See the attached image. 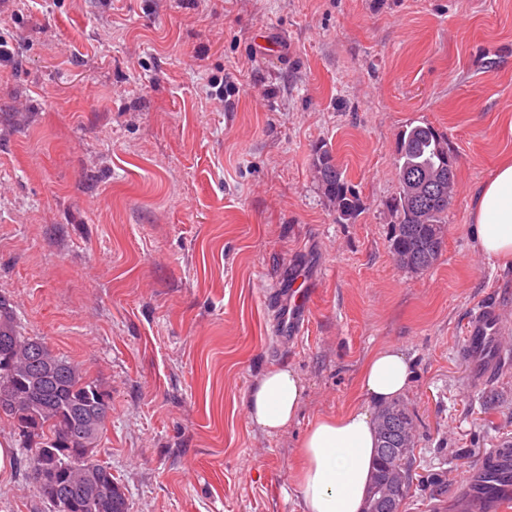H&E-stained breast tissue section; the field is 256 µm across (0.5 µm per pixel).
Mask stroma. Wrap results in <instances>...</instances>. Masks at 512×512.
Listing matches in <instances>:
<instances>
[{
	"label": "stroma",
	"instance_id": "35a3bbf8",
	"mask_svg": "<svg viewBox=\"0 0 512 512\" xmlns=\"http://www.w3.org/2000/svg\"><path fill=\"white\" fill-rule=\"evenodd\" d=\"M0 36V294L110 393L96 457L129 512H299L310 421L359 404L387 345L417 370L403 512H438L512 444V372L474 392L460 355L488 298L512 336V265L475 250L470 208L512 160V0H7ZM426 124L456 187L416 271L389 249V205L399 135ZM322 150L355 219L321 191ZM298 271L314 294L288 342L268 299ZM272 366L305 393L269 435L243 400ZM0 444V512H52L4 419ZM314 167L318 181L325 197L336 208V214L341 220L357 217L361 209L360 198L355 190L342 178L331 154L324 150L314 159Z\"/></svg>",
	"mask_w": 512,
	"mask_h": 512
}]
</instances>
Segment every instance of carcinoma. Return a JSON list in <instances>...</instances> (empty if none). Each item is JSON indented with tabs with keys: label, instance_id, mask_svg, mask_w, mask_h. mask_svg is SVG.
<instances>
[{
	"label": "carcinoma",
	"instance_id": "carcinoma-1",
	"mask_svg": "<svg viewBox=\"0 0 512 512\" xmlns=\"http://www.w3.org/2000/svg\"><path fill=\"white\" fill-rule=\"evenodd\" d=\"M397 164L401 175L415 174L439 165L454 167L445 137L428 124L414 126L400 134ZM314 167L323 194L336 208L338 218L350 220L357 217L361 209L360 198L342 178L331 154L326 150L320 152L314 159ZM390 208L394 214L389 240L392 254L405 255L416 270L430 268L438 260L443 248L448 203L435 202L425 196L410 200L400 193L393 199ZM59 361L68 365L67 374L61 379L51 378L39 387L42 392V400L38 402L40 419L34 424L39 442L29 447L27 460L32 468L51 458L63 478L66 470L70 469L71 453L61 452L59 441L70 425L72 407L94 398L100 383L84 375L67 358L62 356ZM32 371L33 368L24 367L17 369L10 377L0 374V385L11 381L16 387L23 385L29 388L33 382L30 377ZM388 411L394 415L395 432L378 441L377 465L385 460V449L398 445L397 431L411 425L408 420L410 413L405 406L393 403ZM68 512H128V503L125 495L117 492L112 493L110 503L87 495L78 500V504Z\"/></svg>",
	"mask_w": 512,
	"mask_h": 512
}]
</instances>
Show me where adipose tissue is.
Listing matches in <instances>:
<instances>
[{"instance_id": "ef3b65f1", "label": "adipose tissue", "mask_w": 512, "mask_h": 512, "mask_svg": "<svg viewBox=\"0 0 512 512\" xmlns=\"http://www.w3.org/2000/svg\"><path fill=\"white\" fill-rule=\"evenodd\" d=\"M471 216L476 249L511 265L512 163L501 164L476 188ZM414 374L412 359L399 348L377 349L360 372L364 405L310 421L293 475L301 512H363L377 447L373 413L405 395ZM304 391L293 370L270 367L245 399L251 423L268 433L285 429L295 420Z\"/></svg>"}]
</instances>
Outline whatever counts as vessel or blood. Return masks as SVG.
Masks as SVG:
<instances>
[{
	"instance_id": "vessel-or-blood-1",
	"label": "vessel or blood",
	"mask_w": 512,
	"mask_h": 512,
	"mask_svg": "<svg viewBox=\"0 0 512 512\" xmlns=\"http://www.w3.org/2000/svg\"><path fill=\"white\" fill-rule=\"evenodd\" d=\"M312 290L288 285L273 304L280 337L297 338L308 316ZM463 362L473 387L497 380L512 368V344L504 336L501 310L487 301L470 314L463 336ZM512 504V450L489 449L480 464L462 474L456 484L450 512H506Z\"/></svg>"
}]
</instances>
